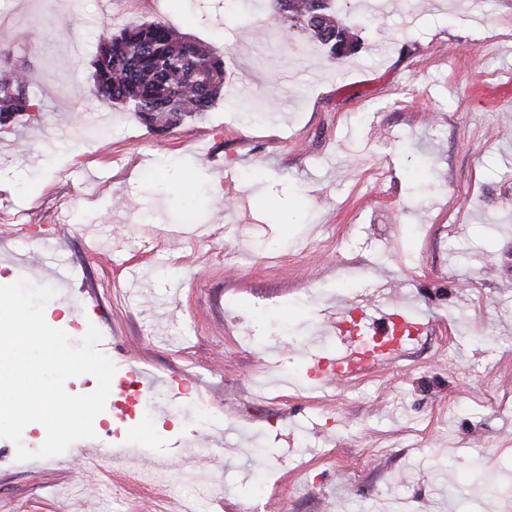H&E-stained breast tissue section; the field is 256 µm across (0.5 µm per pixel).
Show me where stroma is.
<instances>
[{
    "label": "stroma",
    "mask_w": 512,
    "mask_h": 512,
    "mask_svg": "<svg viewBox=\"0 0 512 512\" xmlns=\"http://www.w3.org/2000/svg\"><path fill=\"white\" fill-rule=\"evenodd\" d=\"M334 7L342 61L264 5L0 0V70L40 108L0 126V283L55 287L52 327L156 382L142 420L49 462L0 440V512H512V0ZM157 19L226 69L161 133L91 78L101 38ZM340 300L430 337L317 385Z\"/></svg>",
    "instance_id": "35a3bbf8"
}]
</instances>
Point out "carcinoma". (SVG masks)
<instances>
[{
  "label": "carcinoma",
  "instance_id": "obj_1",
  "mask_svg": "<svg viewBox=\"0 0 512 512\" xmlns=\"http://www.w3.org/2000/svg\"><path fill=\"white\" fill-rule=\"evenodd\" d=\"M269 17L283 32L300 28L342 59L359 51V37L331 12L330 0H270ZM93 82L97 97L118 107L132 104L135 117L151 129L165 131L206 111L224 86V58L166 21L123 27L102 38ZM17 96L0 102V124L17 112L35 108L25 92L23 70L14 71Z\"/></svg>",
  "mask_w": 512,
  "mask_h": 512
}]
</instances>
